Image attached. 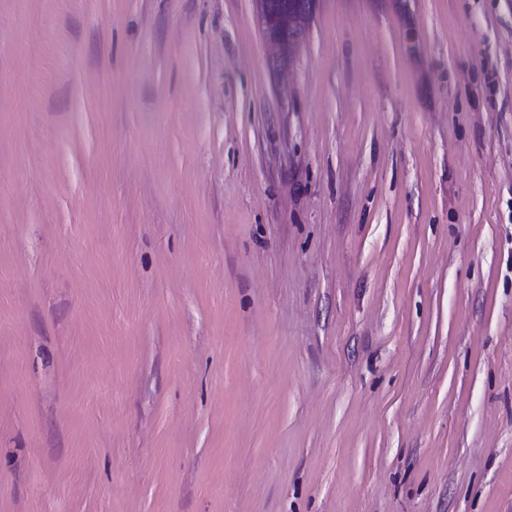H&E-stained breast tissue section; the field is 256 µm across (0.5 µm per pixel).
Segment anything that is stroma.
Segmentation results:
<instances>
[{
    "label": "stroma",
    "instance_id": "35a3bbf8",
    "mask_svg": "<svg viewBox=\"0 0 512 512\" xmlns=\"http://www.w3.org/2000/svg\"><path fill=\"white\" fill-rule=\"evenodd\" d=\"M0 512H512V0H0ZM254 2L262 36L271 47L270 62L278 68L307 40L320 0H281L275 7L269 0Z\"/></svg>",
    "mask_w": 512,
    "mask_h": 512
}]
</instances>
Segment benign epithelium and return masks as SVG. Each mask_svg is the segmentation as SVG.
Segmentation results:
<instances>
[{
    "label": "benign epithelium",
    "instance_id": "1",
    "mask_svg": "<svg viewBox=\"0 0 512 512\" xmlns=\"http://www.w3.org/2000/svg\"><path fill=\"white\" fill-rule=\"evenodd\" d=\"M320 0H255L258 24L263 38L271 47L270 62L280 65L309 35L311 22Z\"/></svg>",
    "mask_w": 512,
    "mask_h": 512
}]
</instances>
